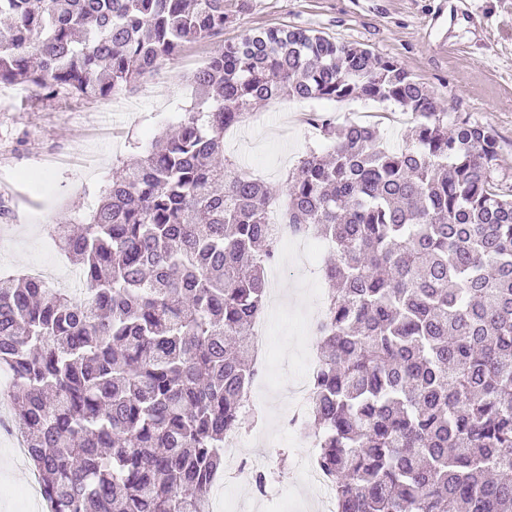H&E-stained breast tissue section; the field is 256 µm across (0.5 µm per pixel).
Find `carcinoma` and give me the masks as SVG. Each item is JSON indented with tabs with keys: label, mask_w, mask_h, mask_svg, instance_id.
Here are the masks:
<instances>
[{
	"label": "carcinoma",
	"mask_w": 512,
	"mask_h": 512,
	"mask_svg": "<svg viewBox=\"0 0 512 512\" xmlns=\"http://www.w3.org/2000/svg\"><path fill=\"white\" fill-rule=\"evenodd\" d=\"M0 84L128 93L225 0H0ZM194 104L59 244L87 297L0 277V368L45 512H206L256 365L277 197L224 153L256 104L394 102L374 124L313 112L327 145L286 176L287 223L328 240L332 285L307 411L336 512H512V189L498 135L371 49L301 28L216 46Z\"/></svg>",
	"instance_id": "1"
}]
</instances>
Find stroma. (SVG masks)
Returning a JSON list of instances; mask_svg holds the SVG:
<instances>
[{"instance_id": "stroma-1", "label": "stroma", "mask_w": 512, "mask_h": 512, "mask_svg": "<svg viewBox=\"0 0 512 512\" xmlns=\"http://www.w3.org/2000/svg\"><path fill=\"white\" fill-rule=\"evenodd\" d=\"M227 10L226 42L297 27L398 61L449 111L469 113L496 130L499 174L512 186V0H228ZM214 48L211 41L193 43L164 61L132 92L129 110H111L103 99L65 97L35 102L22 96L0 104V268L6 274L39 265L72 271L69 259L44 250L51 228L85 223L120 162L179 122L192 103L190 78ZM311 110L377 124L394 146L414 125L412 114L392 102L320 101L286 115L271 100L255 107L239 138L225 140L227 155L283 193L288 170L319 144L307 119ZM332 257L331 251L318 252L313 267L303 271L278 265L282 305L271 319L263 425L275 450L288 456L278 484L291 491L297 512H315L320 496L314 486L292 483L295 468L314 450L291 447L278 415L292 398L300 363L316 347L304 316L329 289L322 269ZM13 455L0 434V512H43L37 499L22 498L30 468Z\"/></svg>"}]
</instances>
